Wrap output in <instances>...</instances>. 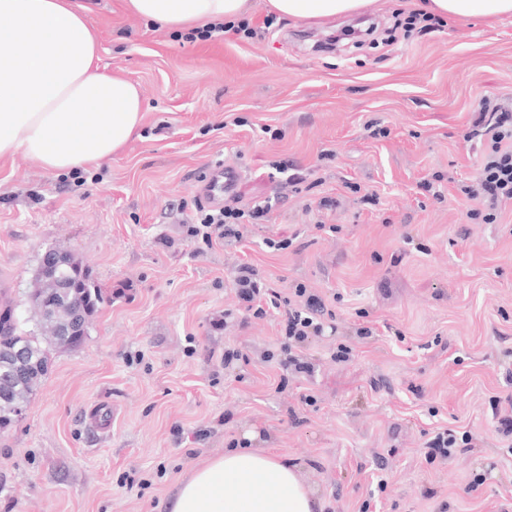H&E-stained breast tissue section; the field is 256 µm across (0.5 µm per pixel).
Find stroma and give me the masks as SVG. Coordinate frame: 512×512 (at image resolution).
<instances>
[{
    "instance_id": "obj_1",
    "label": "stroma",
    "mask_w": 512,
    "mask_h": 512,
    "mask_svg": "<svg viewBox=\"0 0 512 512\" xmlns=\"http://www.w3.org/2000/svg\"><path fill=\"white\" fill-rule=\"evenodd\" d=\"M80 2L101 67L138 87L144 118L99 167L0 162V289L25 326L49 249L82 258L104 292L83 343L53 353L0 433V512H170L196 465L243 442L295 463L316 512H503L512 204L487 224L460 188L481 164L472 110L486 95L512 103V15L445 18L392 44L418 0H375L318 25L277 18L261 39L192 41L123 0ZM219 164L272 209L241 242L209 246L188 225ZM435 174L439 200L419 187ZM324 197L336 210L317 211ZM243 260L282 298L301 284L324 300L325 329L304 348L312 376L261 361L280 351L279 318L239 304ZM367 320L377 334L364 339ZM228 348L244 362L225 368ZM447 429L473 447L428 459Z\"/></svg>"
}]
</instances>
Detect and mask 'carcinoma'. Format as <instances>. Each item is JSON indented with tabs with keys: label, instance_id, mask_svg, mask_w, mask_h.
<instances>
[{
	"label": "carcinoma",
	"instance_id": "carcinoma-1",
	"mask_svg": "<svg viewBox=\"0 0 512 512\" xmlns=\"http://www.w3.org/2000/svg\"><path fill=\"white\" fill-rule=\"evenodd\" d=\"M66 280L67 287L55 295L56 310L49 314L40 312L38 334L23 328L20 320L15 318V310L10 304H5L0 311V382L10 378L16 369L11 358L14 351H21L26 362L33 367V375L27 381L11 386L9 395L0 398V431L13 422L16 408L27 406L31 395L44 380L49 370L50 351L77 347L87 336L85 325L76 335L58 336L54 323L66 320L67 309L71 305L84 309L85 317L89 318L102 302V289L72 252L68 253Z\"/></svg>",
	"mask_w": 512,
	"mask_h": 512
}]
</instances>
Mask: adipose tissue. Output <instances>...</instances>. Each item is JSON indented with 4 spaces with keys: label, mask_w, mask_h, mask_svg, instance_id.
I'll use <instances>...</instances> for the list:
<instances>
[{
    "label": "adipose tissue",
    "mask_w": 512,
    "mask_h": 512,
    "mask_svg": "<svg viewBox=\"0 0 512 512\" xmlns=\"http://www.w3.org/2000/svg\"><path fill=\"white\" fill-rule=\"evenodd\" d=\"M248 0H125L167 28L239 22ZM279 16L322 21L373 0H268ZM422 11L461 19L512 14V0H424ZM0 160L24 153L48 171L99 166L140 127L135 84L100 70L99 42L74 0H0ZM171 512H314L295 465L266 448L207 459L178 487Z\"/></svg>",
    "instance_id": "ef3b65f1"
}]
</instances>
